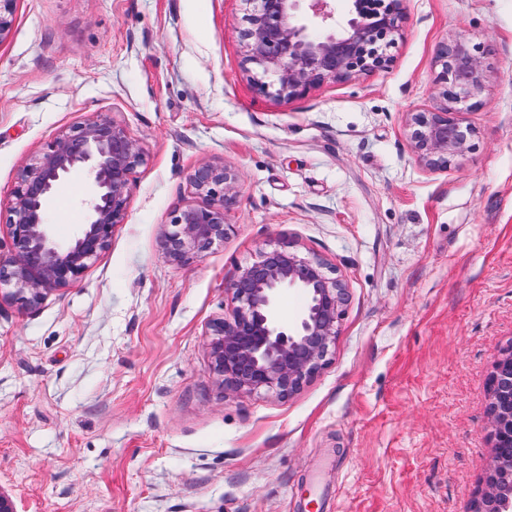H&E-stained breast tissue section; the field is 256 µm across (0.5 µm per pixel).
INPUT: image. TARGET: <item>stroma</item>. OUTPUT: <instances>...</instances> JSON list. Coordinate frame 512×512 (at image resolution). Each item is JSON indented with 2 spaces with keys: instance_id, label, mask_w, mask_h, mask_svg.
<instances>
[{
  "instance_id": "35a3bbf8",
  "label": "stroma",
  "mask_w": 512,
  "mask_h": 512,
  "mask_svg": "<svg viewBox=\"0 0 512 512\" xmlns=\"http://www.w3.org/2000/svg\"><path fill=\"white\" fill-rule=\"evenodd\" d=\"M384 70L277 103L244 70L242 0H18L0 42V245L19 171L109 114L144 149L127 217L82 279L0 300V489L19 512H470L493 461L489 382L512 345V0H406ZM484 51L476 135L416 162L407 112L439 106L437 57ZM241 174L226 233L168 260L206 162ZM61 183L54 238L84 220ZM279 245L346 285L325 365L289 396L211 369L238 267Z\"/></svg>"
}]
</instances>
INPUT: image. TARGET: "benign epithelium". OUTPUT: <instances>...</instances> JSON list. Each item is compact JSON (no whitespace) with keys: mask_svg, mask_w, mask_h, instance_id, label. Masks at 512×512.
Segmentation results:
<instances>
[{"mask_svg":"<svg viewBox=\"0 0 512 512\" xmlns=\"http://www.w3.org/2000/svg\"><path fill=\"white\" fill-rule=\"evenodd\" d=\"M17 0H0V40L11 31ZM248 23L243 35L245 64L257 93L276 102L308 96L327 83H345L387 68L390 49L403 35L405 0H350L338 16L334 0H242ZM436 78L440 107L404 113V128L417 163L435 173L448 170L475 136L462 125L457 107L482 105L487 75L478 48L458 37L439 53ZM145 154L129 132L107 114L61 130L20 169L10 192L11 251L0 254V285L29 307L83 277L89 263L107 248L116 225L124 222L132 174ZM89 178L82 200L86 218L76 236L60 245L46 214L58 185L72 174ZM202 206L172 212L161 239L163 254L176 263L203 256L224 240L225 208L235 198L239 173L224 163L207 162L189 176ZM321 258L302 257L285 248L263 249L260 260L240 267L228 291L236 303L231 317L211 326V368L232 393L264 390L284 396L298 390L325 363L339 332L345 286ZM304 295L302 314L282 320L283 292ZM512 378V346L498 358L492 374L489 415L494 448L512 446V395L499 408V377ZM500 512L512 508V485L503 490L488 479L474 498L473 512L488 502Z\"/></svg>","mask_w":512,"mask_h":512,"instance_id":"1","label":"benign epithelium"}]
</instances>
